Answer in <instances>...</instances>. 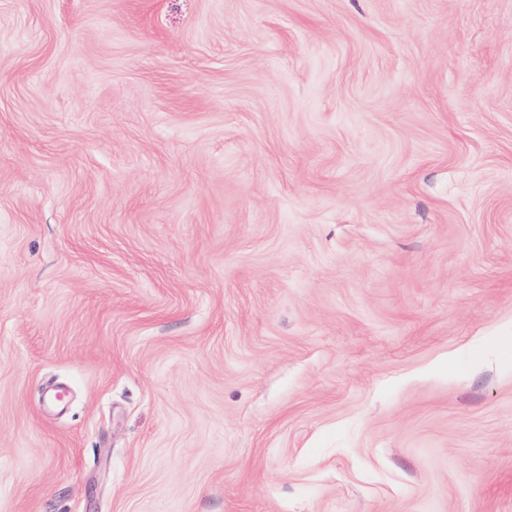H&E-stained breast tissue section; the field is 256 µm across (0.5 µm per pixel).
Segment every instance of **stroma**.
<instances>
[{
	"label": "stroma",
	"instance_id": "35a3bbf8",
	"mask_svg": "<svg viewBox=\"0 0 512 512\" xmlns=\"http://www.w3.org/2000/svg\"><path fill=\"white\" fill-rule=\"evenodd\" d=\"M0 512H512V0H0Z\"/></svg>",
	"mask_w": 512,
	"mask_h": 512
}]
</instances>
